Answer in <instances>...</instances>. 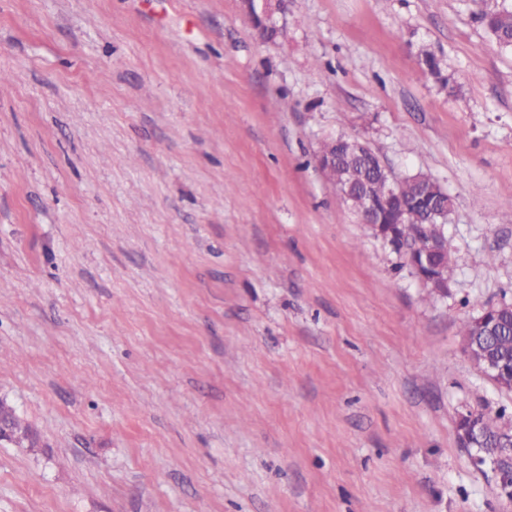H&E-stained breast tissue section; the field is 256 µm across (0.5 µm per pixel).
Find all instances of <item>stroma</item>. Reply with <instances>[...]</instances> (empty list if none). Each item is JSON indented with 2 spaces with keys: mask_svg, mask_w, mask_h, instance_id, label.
I'll return each mask as SVG.
<instances>
[{
  "mask_svg": "<svg viewBox=\"0 0 512 512\" xmlns=\"http://www.w3.org/2000/svg\"><path fill=\"white\" fill-rule=\"evenodd\" d=\"M475 0H0V512H512L460 325L512 303V53ZM442 60L444 90L419 67ZM453 206L448 287L318 167ZM256 30L281 31L286 28V0H242ZM337 138L324 144V148L335 154H318V164L327 168H336V181L339 175L343 172L348 173L349 179L347 184H352V197H347L344 193L345 185L337 186L336 188L343 202L349 204L357 213H360L364 222L371 225L375 230V234L384 240L392 237L391 227L394 224H382L378 220V216L387 209V202H389L393 195L396 194L393 179L387 186L389 180V173L383 166L380 155L368 148V151L362 156H349L342 154L341 141L343 139ZM336 142V148L334 143ZM385 170L387 172H385ZM387 187V190H386ZM368 191L374 196H383L384 199H377L371 195H364L363 204L360 208V192ZM386 192V193H385ZM457 433L458 439L463 441V444L459 441L463 448H483L486 442V436L478 427L475 416L470 414L468 409L458 412Z\"/></svg>",
  "mask_w": 512,
  "mask_h": 512,
  "instance_id": "obj_1",
  "label": "stroma"
}]
</instances>
